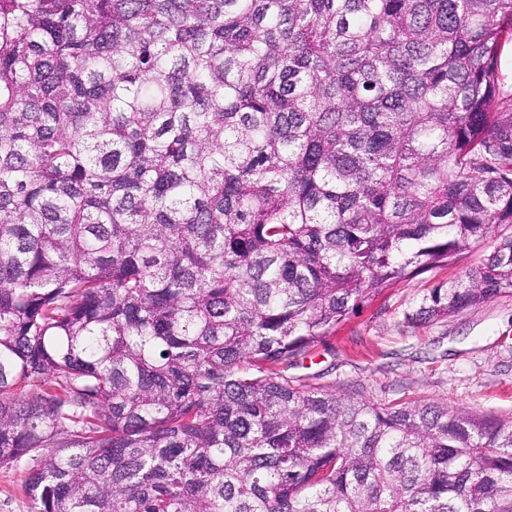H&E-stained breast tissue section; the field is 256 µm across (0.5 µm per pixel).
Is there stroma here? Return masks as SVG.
Here are the masks:
<instances>
[{"label": "stroma", "mask_w": 512, "mask_h": 512, "mask_svg": "<svg viewBox=\"0 0 512 512\" xmlns=\"http://www.w3.org/2000/svg\"><path fill=\"white\" fill-rule=\"evenodd\" d=\"M462 252L440 274L385 290L313 347L296 374L376 403L438 404L494 420L512 418V291L444 320L412 325L434 279H452L478 262Z\"/></svg>", "instance_id": "35a3bbf8"}]
</instances>
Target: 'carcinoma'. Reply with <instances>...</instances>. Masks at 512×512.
Segmentation results:
<instances>
[{"label": "carcinoma", "instance_id": "carcinoma-1", "mask_svg": "<svg viewBox=\"0 0 512 512\" xmlns=\"http://www.w3.org/2000/svg\"><path fill=\"white\" fill-rule=\"evenodd\" d=\"M512 0H0V467L33 512H512V421L288 375L391 285L512 290Z\"/></svg>", "mask_w": 512, "mask_h": 512}]
</instances>
